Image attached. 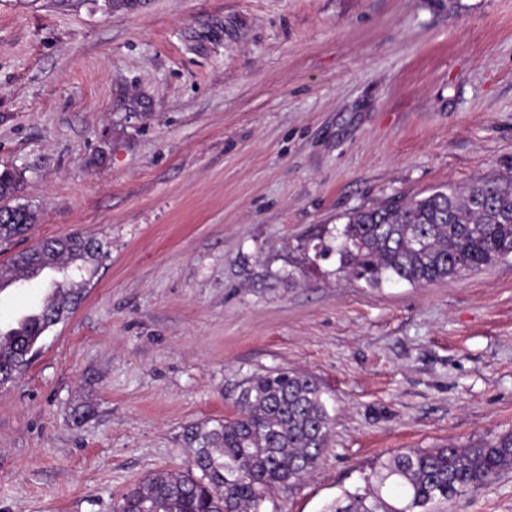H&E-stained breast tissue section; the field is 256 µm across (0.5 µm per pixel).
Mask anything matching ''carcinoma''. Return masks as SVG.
Masks as SVG:
<instances>
[{"label": "carcinoma", "mask_w": 512, "mask_h": 512, "mask_svg": "<svg viewBox=\"0 0 512 512\" xmlns=\"http://www.w3.org/2000/svg\"><path fill=\"white\" fill-rule=\"evenodd\" d=\"M18 185L17 175L0 173V199L14 197ZM35 222L28 205H14L0 218V245ZM297 247L309 264L336 258L335 273L371 288L460 277L512 256V178H483L464 190L448 184L423 197L355 210L341 226L321 228ZM108 253L107 242L72 233L11 258L21 286L47 259L61 279L39 300L45 310L39 322L0 332V387L28 367L52 319L62 323L74 313ZM234 405L228 418L186 428L194 469L145 476L121 495L119 512H264L273 490L315 468L332 418L314 378L286 369L252 374ZM511 468L512 431L466 446L413 448L371 464L364 487L344 492L334 512H433V505L483 488Z\"/></svg>", "instance_id": "obj_1"}]
</instances>
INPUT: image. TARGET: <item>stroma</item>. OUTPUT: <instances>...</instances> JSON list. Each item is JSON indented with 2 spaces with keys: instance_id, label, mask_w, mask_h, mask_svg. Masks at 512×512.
<instances>
[{
  "instance_id": "stroma-1",
  "label": "stroma",
  "mask_w": 512,
  "mask_h": 512,
  "mask_svg": "<svg viewBox=\"0 0 512 512\" xmlns=\"http://www.w3.org/2000/svg\"><path fill=\"white\" fill-rule=\"evenodd\" d=\"M33 242L111 256L0 388V512H113L185 470L254 373L333 418L281 512L362 469L512 431V258L426 285L284 275L344 214L512 177V0H0V172ZM445 512H512V471Z\"/></svg>"
}]
</instances>
